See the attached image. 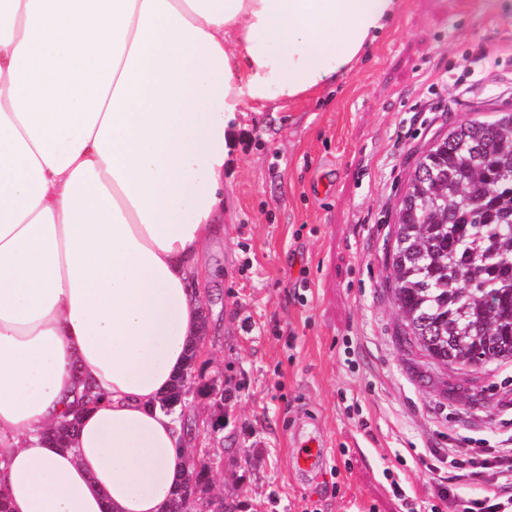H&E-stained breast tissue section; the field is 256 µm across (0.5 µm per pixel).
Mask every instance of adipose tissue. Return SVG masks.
Returning <instances> with one entry per match:
<instances>
[{
	"mask_svg": "<svg viewBox=\"0 0 512 512\" xmlns=\"http://www.w3.org/2000/svg\"><path fill=\"white\" fill-rule=\"evenodd\" d=\"M400 0H0V490L7 512H164L161 397L201 342L245 110L350 75ZM98 399L71 446L78 381Z\"/></svg>",
	"mask_w": 512,
	"mask_h": 512,
	"instance_id": "1",
	"label": "adipose tissue"
}]
</instances>
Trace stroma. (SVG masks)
<instances>
[{
    "label": "stroma",
    "mask_w": 512,
    "mask_h": 512,
    "mask_svg": "<svg viewBox=\"0 0 512 512\" xmlns=\"http://www.w3.org/2000/svg\"><path fill=\"white\" fill-rule=\"evenodd\" d=\"M496 54L449 100L464 57ZM512 110V0H402L340 85L246 112L225 179L231 222L199 260L207 356L224 392L185 412L214 461L208 496L237 512H430L421 463L512 418V361L434 369L401 347L387 249L419 154L463 121ZM328 449L302 473L306 434ZM402 479L408 503L386 473Z\"/></svg>",
    "instance_id": "stroma-1"
}]
</instances>
